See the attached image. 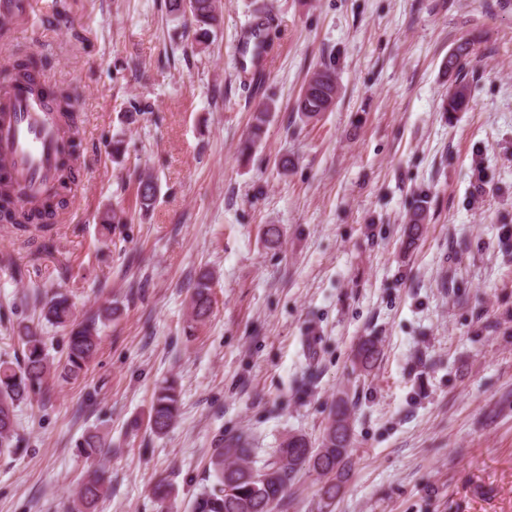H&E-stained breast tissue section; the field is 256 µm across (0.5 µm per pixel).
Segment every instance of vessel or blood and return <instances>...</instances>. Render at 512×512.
Listing matches in <instances>:
<instances>
[{"mask_svg":"<svg viewBox=\"0 0 512 512\" xmlns=\"http://www.w3.org/2000/svg\"><path fill=\"white\" fill-rule=\"evenodd\" d=\"M54 0H0V17L30 24L44 21ZM72 133L60 112L28 87L0 94V171L26 189V200L57 184L59 164Z\"/></svg>","mask_w":512,"mask_h":512,"instance_id":"vessel-or-blood-1","label":"vessel or blood"}]
</instances>
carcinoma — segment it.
Here are the masks:
<instances>
[{
    "mask_svg": "<svg viewBox=\"0 0 512 512\" xmlns=\"http://www.w3.org/2000/svg\"><path fill=\"white\" fill-rule=\"evenodd\" d=\"M216 0H167L168 12L175 16H188L200 35L207 37L219 27L221 16L215 6ZM470 56V43L459 44L448 55L445 70L454 77L448 86V96L442 103L445 112H464L471 100V84L464 74ZM7 86L30 83L38 78V63L32 58H20L8 68ZM40 91L51 97L67 124L76 122L71 98L63 90L40 86ZM337 94L334 69L325 65L317 69L306 80L297 103V111L306 119H313L328 111ZM275 110L266 102L253 115L251 136L244 141L241 154L247 155L260 137L270 112ZM75 143H70L66 156L60 164V176L56 188L41 202L20 204L21 194L7 181H0V220L5 224L25 227L29 224L46 225L68 204L67 186L71 182L70 158L74 157ZM157 184L149 176L139 179L137 201L142 209H149L155 202ZM212 274L204 272L198 278L190 299L193 324L203 321L211 309ZM115 309L106 306L100 313L86 321L72 319V304L69 298L58 292L45 296L41 306L43 318L54 324L69 325L71 330L66 344V359L61 369L50 361L48 339L38 330L24 326L19 339L24 346V358L13 364L0 362V451H18L13 445L17 436V408L32 395L45 391L48 380L54 373L65 379H76L85 365L95 356L100 336L98 323L112 318ZM379 350L370 339L358 347L356 359L367 370L377 362ZM179 392L174 383L157 388L149 412L148 426L156 436L163 435L178 416ZM352 445V430L349 422L347 401L339 399L318 446L302 435L288 436L276 449L274 459L261 468L253 465L255 449L247 439L238 436L215 444L210 467L214 481L205 486L192 499L190 512H276L287 506L286 491L300 470L307 467L323 479L322 498L327 503L336 499L349 463ZM111 445L98 433L88 434L80 443V452L88 459L101 458L108 454ZM104 470L96 468L87 480L74 492L70 512H97L99 500L106 494Z\"/></svg>",
    "mask_w": 512,
    "mask_h": 512,
    "instance_id": "obj_1",
    "label": "carcinoma"
}]
</instances>
